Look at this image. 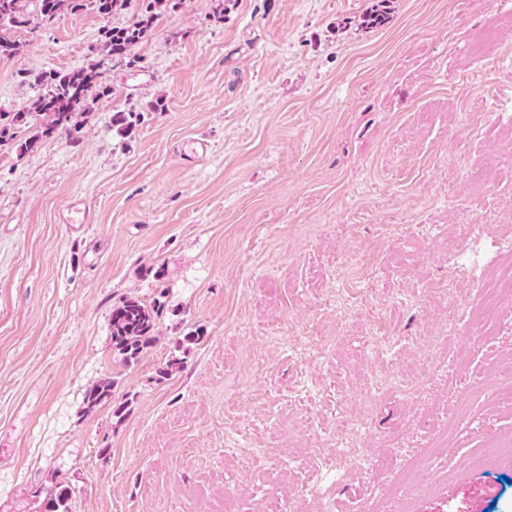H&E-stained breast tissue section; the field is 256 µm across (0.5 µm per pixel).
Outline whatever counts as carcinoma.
Masks as SVG:
<instances>
[{
    "label": "carcinoma",
    "instance_id": "obj_1",
    "mask_svg": "<svg viewBox=\"0 0 512 512\" xmlns=\"http://www.w3.org/2000/svg\"><path fill=\"white\" fill-rule=\"evenodd\" d=\"M84 0H38L37 13L44 20L53 19L62 10L78 12ZM164 0H150L140 20L126 27L102 30L101 47L112 58L124 59L132 46L139 42L151 27L153 10ZM7 19L16 26L30 23L23 0H0V20ZM21 82L27 81L46 87L45 92L34 102L16 112L0 113V141L12 138L11 128L27 120L39 122L38 132L20 145V152L32 151L39 140L65 133L69 136L77 131L74 117L76 111L87 102L89 93L97 86L100 73L91 67H79L65 73L34 74L19 72ZM164 305L159 300L147 305L136 299H123L112 307L110 331L112 347L126 362L137 360L144 349L155 340L157 324ZM87 407L95 408L112 401V381H102L85 393ZM73 491L63 483L46 504V512H71Z\"/></svg>",
    "mask_w": 512,
    "mask_h": 512
}]
</instances>
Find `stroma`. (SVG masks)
<instances>
[{
	"label": "stroma",
	"instance_id": "obj_1",
	"mask_svg": "<svg viewBox=\"0 0 512 512\" xmlns=\"http://www.w3.org/2000/svg\"><path fill=\"white\" fill-rule=\"evenodd\" d=\"M141 11L0 23L21 44L0 112L41 94L22 70L109 86L79 142H0V512L61 483L71 512H218L227 491L237 512H512V410L490 399L512 288L473 347L454 272L465 227L480 278L512 241V0H169L128 59L101 53ZM125 298L164 304L131 363ZM443 433L424 489L380 502Z\"/></svg>",
	"mask_w": 512,
	"mask_h": 512
}]
</instances>
